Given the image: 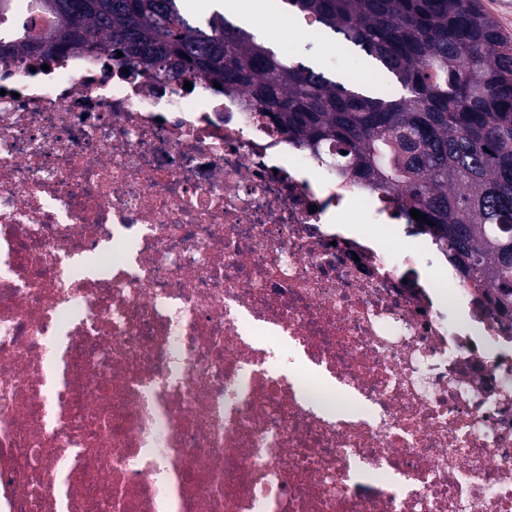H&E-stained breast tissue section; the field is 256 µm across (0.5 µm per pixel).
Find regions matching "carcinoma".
I'll list each match as a JSON object with an SVG mask.
<instances>
[{
  "mask_svg": "<svg viewBox=\"0 0 512 512\" xmlns=\"http://www.w3.org/2000/svg\"><path fill=\"white\" fill-rule=\"evenodd\" d=\"M50 53L83 48L180 82L245 90L288 141L374 194L400 192L462 275L512 318V42L477 0H282L380 81L296 61L255 28L182 0H67ZM0 58L30 53V26ZM122 56H117V53Z\"/></svg>",
  "mask_w": 512,
  "mask_h": 512,
  "instance_id": "obj_1",
  "label": "carcinoma"
}]
</instances>
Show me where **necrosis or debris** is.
Instances as JSON below:
<instances>
[{
	"instance_id": "4bbe7bcc",
	"label": "necrosis or debris",
	"mask_w": 512,
	"mask_h": 512,
	"mask_svg": "<svg viewBox=\"0 0 512 512\" xmlns=\"http://www.w3.org/2000/svg\"><path fill=\"white\" fill-rule=\"evenodd\" d=\"M405 221L240 91L0 60V512H512V323L332 230Z\"/></svg>"
}]
</instances>
